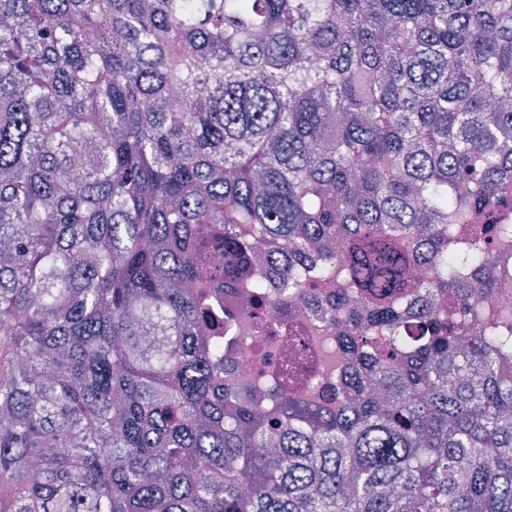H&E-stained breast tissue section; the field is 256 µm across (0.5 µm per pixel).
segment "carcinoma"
Returning <instances> with one entry per match:
<instances>
[{
  "mask_svg": "<svg viewBox=\"0 0 512 512\" xmlns=\"http://www.w3.org/2000/svg\"><path fill=\"white\" fill-rule=\"evenodd\" d=\"M256 234L331 398L224 379ZM511 243L512 0H0V512H512Z\"/></svg>",
  "mask_w": 512,
  "mask_h": 512,
  "instance_id": "cac0c4a2",
  "label": "carcinoma"
}]
</instances>
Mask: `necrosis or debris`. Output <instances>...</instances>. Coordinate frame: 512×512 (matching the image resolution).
<instances>
[{"instance_id": "obj_1", "label": "necrosis or debris", "mask_w": 512, "mask_h": 512, "mask_svg": "<svg viewBox=\"0 0 512 512\" xmlns=\"http://www.w3.org/2000/svg\"><path fill=\"white\" fill-rule=\"evenodd\" d=\"M224 376L263 389L279 387L283 367L293 360L298 347H306L305 361L316 382L303 386L310 398L333 396L336 371L328 369L329 354L336 351L334 334L325 331L313 308L286 302L277 287L268 288L254 317L225 332Z\"/></svg>"}]
</instances>
